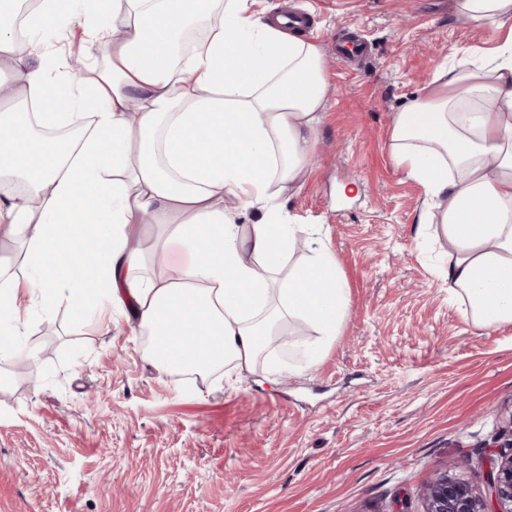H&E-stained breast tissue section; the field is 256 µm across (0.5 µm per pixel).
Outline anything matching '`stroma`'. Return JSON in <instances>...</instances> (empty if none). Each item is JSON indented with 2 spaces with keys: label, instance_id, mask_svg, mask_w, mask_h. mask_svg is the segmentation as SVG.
<instances>
[{
  "label": "stroma",
  "instance_id": "1",
  "mask_svg": "<svg viewBox=\"0 0 512 512\" xmlns=\"http://www.w3.org/2000/svg\"><path fill=\"white\" fill-rule=\"evenodd\" d=\"M306 9L330 97L303 190L283 205L335 253L349 313L316 363L268 344L225 378L158 366L131 307L82 321L35 298L33 370L0 385V512H426L439 474L485 493L512 429V325L475 329L448 295V242L417 238L423 188L390 157L394 112L449 55L500 44L452 0H254ZM360 53L347 56L350 43ZM138 225L148 272L197 260Z\"/></svg>",
  "mask_w": 512,
  "mask_h": 512
}]
</instances>
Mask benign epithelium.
I'll use <instances>...</instances> for the list:
<instances>
[{
    "mask_svg": "<svg viewBox=\"0 0 512 512\" xmlns=\"http://www.w3.org/2000/svg\"><path fill=\"white\" fill-rule=\"evenodd\" d=\"M423 495L427 512H512V452L493 460L482 497L474 495L463 480L446 474L427 485Z\"/></svg>",
    "mask_w": 512,
    "mask_h": 512,
    "instance_id": "1",
    "label": "benign epithelium"
}]
</instances>
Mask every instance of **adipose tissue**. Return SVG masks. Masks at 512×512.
I'll list each match as a JSON object with an SVG mask.
<instances>
[{
	"instance_id": "1",
	"label": "adipose tissue",
	"mask_w": 512,
	"mask_h": 512,
	"mask_svg": "<svg viewBox=\"0 0 512 512\" xmlns=\"http://www.w3.org/2000/svg\"><path fill=\"white\" fill-rule=\"evenodd\" d=\"M455 11L509 34L434 71L395 112L390 154L440 214L449 293L474 327L497 328L512 324V0H455ZM74 23L90 60L77 82L34 44ZM190 27L200 38L177 50ZM24 28L0 23V233L24 241L31 275L0 258V310L17 325L27 296L76 306L108 293L133 305L155 363L228 376L254 368L279 323L302 322L319 359L348 314L335 254L311 249L280 284L270 273L308 234L277 198L308 176L327 108L320 46L251 0H37ZM101 45L104 66L91 60ZM68 124L79 134L44 140L47 164L30 166L35 126ZM136 224L170 228L199 260L148 273L128 246ZM90 234L103 248L77 279L59 257Z\"/></svg>"
}]
</instances>
